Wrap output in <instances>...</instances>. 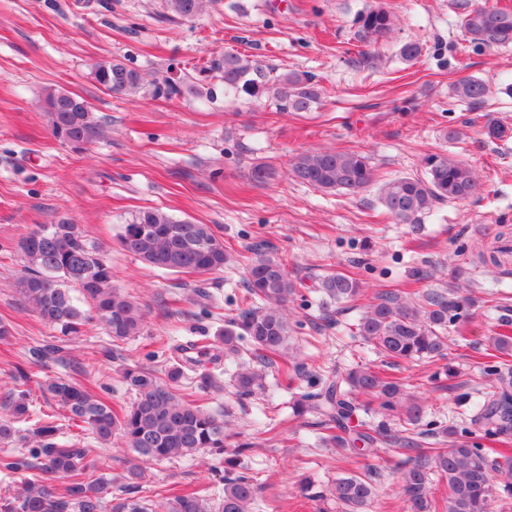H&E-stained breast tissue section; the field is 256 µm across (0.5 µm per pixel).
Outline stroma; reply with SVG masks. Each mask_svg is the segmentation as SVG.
Here are the masks:
<instances>
[{
    "instance_id": "35a3bbf8",
    "label": "stroma",
    "mask_w": 512,
    "mask_h": 512,
    "mask_svg": "<svg viewBox=\"0 0 512 512\" xmlns=\"http://www.w3.org/2000/svg\"><path fill=\"white\" fill-rule=\"evenodd\" d=\"M381 0H213L197 18L183 20L165 0H0V321L12 334L0 340V402L26 392L34 406L66 425L64 411L44 393L47 375L70 372L112 406L131 395L121 381L125 367L139 365L166 377L164 346H185L202 336L220 342L225 319L234 317L243 293L241 254L255 245L287 258L298 296L290 304L291 349L303 373L280 386L267 368L266 393L241 399L232 377L233 358L216 367L220 388L200 393L214 413H228L227 446L249 441L243 462L275 499L280 512H340L321 493L338 476L362 463L378 468L388 497L371 512H404L391 497L397 482L396 447L384 444L366 457L323 445V429L310 413L294 415L301 393L318 391L333 370L354 365L381 368L421 397L439 429L416 455L442 446L444 429L468 430L471 444L491 442L467 413L487 383L480 366L491 336L512 320V270L472 267L477 245L492 242L499 224L512 225V133L488 138L483 127L500 120L512 130V45L467 49L458 21L485 0H382L396 17L391 35L359 52L357 15ZM422 47L414 63L401 60L406 42ZM219 52L257 59L277 72H310L324 95L310 112H280L270 102L225 95L135 98L99 85L95 62L117 59L156 79L200 69ZM467 77L483 79L495 93L482 108L456 101L452 87ZM62 89L88 101L105 125L102 138L76 152L55 139L43 114V98ZM460 130L448 140L449 129ZM351 149L370 157L387 176H413L423 160L446 153L468 163L481 191L461 203H443L419 227L385 215L376 191L329 194L291 180L289 158L301 151ZM265 165L273 178L259 183L252 169ZM211 225L231 254L224 271L196 276L165 272L124 252L118 236L145 208ZM79 226L112 266L114 282L142 308L141 332L115 341L89 323L69 342L63 361L33 364L31 346L52 340L22 299L16 282L23 265L17 243L43 224ZM474 281L475 302L448 329L445 358L393 364L356 332L362 307H344L321 320L304 300H315L318 279L332 271L356 276L366 297L393 290L403 297L447 291L456 269ZM278 435L264 433L267 418ZM108 459L104 477L121 484L139 465L141 496L161 497L208 487L218 489L220 455L148 462L120 439L90 441ZM311 481L314 497L300 490Z\"/></svg>"
}]
</instances>
